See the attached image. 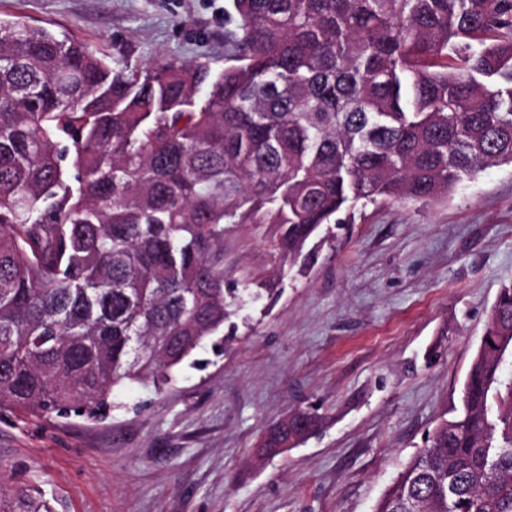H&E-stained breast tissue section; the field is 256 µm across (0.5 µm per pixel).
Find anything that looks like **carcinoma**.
<instances>
[{
    "label": "carcinoma",
    "instance_id": "cac0c4a2",
    "mask_svg": "<svg viewBox=\"0 0 512 512\" xmlns=\"http://www.w3.org/2000/svg\"><path fill=\"white\" fill-rule=\"evenodd\" d=\"M224 20L215 73L0 19V410L103 418L127 382L162 389L224 329L227 224H275L281 264H310L359 203L512 164V0H231ZM483 335L500 354L477 347L461 412L374 512H512V283ZM0 512L54 510L20 485Z\"/></svg>",
    "mask_w": 512,
    "mask_h": 512
}]
</instances>
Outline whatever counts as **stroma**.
Here are the masks:
<instances>
[{"mask_svg":"<svg viewBox=\"0 0 512 512\" xmlns=\"http://www.w3.org/2000/svg\"><path fill=\"white\" fill-rule=\"evenodd\" d=\"M229 0H0V18L66 32L142 67L224 66ZM271 224H230L241 291L163 389L129 383L107 418L0 415V460L55 512H373L460 389L512 282V166L448 199L357 207L317 260L282 269ZM316 432L265 459L298 412ZM316 417L305 411L293 415L291 422L288 421V428L280 423L267 429L264 434L259 452L265 456H274L280 452L279 448L289 442L294 435L306 437L316 426Z\"/></svg>","mask_w":512,"mask_h":512,"instance_id":"stroma-1","label":"stroma"}]
</instances>
